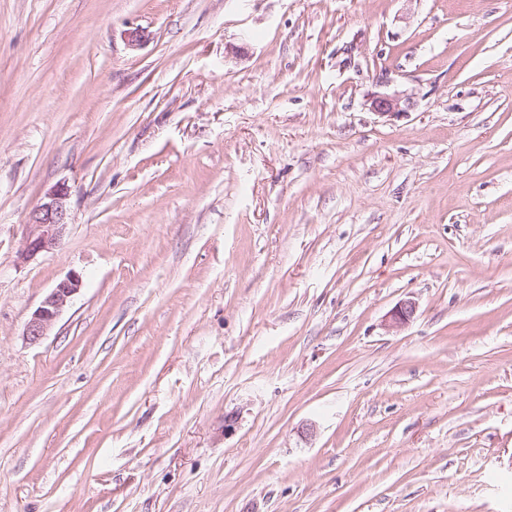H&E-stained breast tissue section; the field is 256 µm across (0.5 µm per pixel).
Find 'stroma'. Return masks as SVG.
<instances>
[{"instance_id": "stroma-1", "label": "stroma", "mask_w": 512, "mask_h": 512, "mask_svg": "<svg viewBox=\"0 0 512 512\" xmlns=\"http://www.w3.org/2000/svg\"><path fill=\"white\" fill-rule=\"evenodd\" d=\"M0 512H512V0H0ZM370 109L381 117H399L416 105L414 93L395 91L393 93H374L369 98ZM69 189L64 184L49 190L45 199L30 214L27 232L18 258L29 261L59 246L67 226ZM82 286L76 273L67 275L56 283L26 322L23 336L31 344L39 343L48 335L55 321Z\"/></svg>"}]
</instances>
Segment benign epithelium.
Returning a JSON list of instances; mask_svg holds the SVG:
<instances>
[{
	"mask_svg": "<svg viewBox=\"0 0 512 512\" xmlns=\"http://www.w3.org/2000/svg\"><path fill=\"white\" fill-rule=\"evenodd\" d=\"M370 109L381 117H399L416 105L414 94L407 91L374 93L369 98ZM69 189L61 184L49 190L45 199L30 214L27 232L18 258L29 261L37 255L50 252L59 246L67 226ZM82 286L76 273L67 275L56 283L26 322L23 336L31 344L40 342L48 335L55 321ZM416 305L403 301L390 314L394 327L406 325L414 317Z\"/></svg>",
	"mask_w": 512,
	"mask_h": 512,
	"instance_id": "7a95c632",
	"label": "benign epithelium"
}]
</instances>
